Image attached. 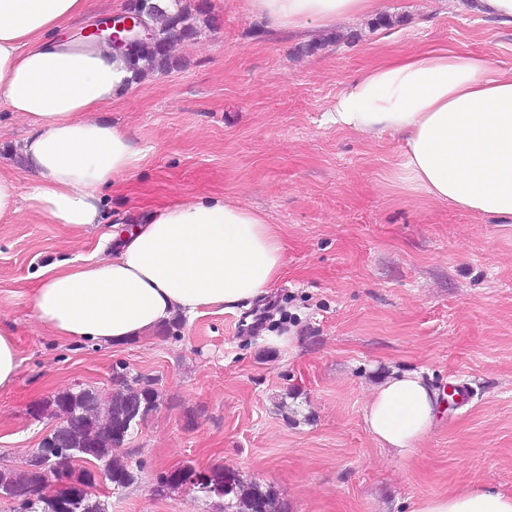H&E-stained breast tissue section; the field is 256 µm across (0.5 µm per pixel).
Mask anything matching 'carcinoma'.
<instances>
[{
	"label": "carcinoma",
	"mask_w": 512,
	"mask_h": 512,
	"mask_svg": "<svg viewBox=\"0 0 512 512\" xmlns=\"http://www.w3.org/2000/svg\"><path fill=\"white\" fill-rule=\"evenodd\" d=\"M151 24L152 36L123 54L134 82L148 73L170 70L174 66L175 44L196 35L183 7L161 16L159 21L151 19ZM124 370L123 366L113 370L112 393L105 401L97 391L87 388L58 392L46 401V407L59 417V423L34 452L44 450L48 441L61 443L75 455L68 466L77 481L92 487L102 483L115 491L132 486L136 477L118 449L124 447L134 428L157 407L159 394L140 377L128 378ZM179 487L200 492L206 498L224 499V512H288L286 503L276 493L244 482L235 470L222 465L198 470L188 462L160 485L163 491ZM1 492L16 495L12 500L13 512H50L57 488L46 481L35 465L19 469L0 467Z\"/></svg>",
	"instance_id": "obj_1"
}]
</instances>
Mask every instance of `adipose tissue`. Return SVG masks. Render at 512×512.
Returning a JSON list of instances; mask_svg holds the SVG:
<instances>
[{"label": "adipose tissue", "instance_id": "ef3b65f1", "mask_svg": "<svg viewBox=\"0 0 512 512\" xmlns=\"http://www.w3.org/2000/svg\"><path fill=\"white\" fill-rule=\"evenodd\" d=\"M275 29H324L381 11L383 0H241ZM90 0H0V101L30 129L22 154L34 177L19 193L0 168V220L22 209L56 224L103 221V190L139 169L146 153L116 126L91 120L132 89L125 59L67 38ZM324 122L369 137L391 132L404 148L393 182L497 221L512 222V67L453 43L386 52L349 80ZM109 258L42 269L31 302L51 335L122 344L206 310L231 312L284 271L285 244L259 210L221 194L178 199L143 223L113 231ZM439 396L416 372L378 384L364 411L381 447L416 454ZM415 512H512V493L459 488Z\"/></svg>", "mask_w": 512, "mask_h": 512}]
</instances>
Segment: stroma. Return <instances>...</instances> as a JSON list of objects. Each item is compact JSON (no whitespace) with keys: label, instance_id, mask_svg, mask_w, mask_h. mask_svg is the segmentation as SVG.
<instances>
[{"label":"stroma","instance_id":"stroma-1","mask_svg":"<svg viewBox=\"0 0 512 512\" xmlns=\"http://www.w3.org/2000/svg\"><path fill=\"white\" fill-rule=\"evenodd\" d=\"M187 5L197 34L176 45L175 66L98 114L147 154L104 208L130 224L179 198L225 195L278 225L284 274L263 302L183 317L122 347L60 340L34 314L37 274L108 256L112 227L27 210L0 220V326L19 356L15 384L0 390V466L55 428L32 407L69 389L108 395L123 365L152 381L159 402L124 448L137 482L96 489L108 512H223L185 488L159 494V474L187 461L235 469L288 512H412L461 487L512 492V223L404 195L391 178L397 136L321 122L381 49L452 42L511 66L512 24L456 0H385L389 25L356 17L331 44L324 32L270 28L240 0ZM26 135L0 103V165L23 191ZM286 334L294 347L279 344ZM395 371L471 390L410 457L381 448L364 424L374 388Z\"/></svg>","mask_w":512,"mask_h":512}]
</instances>
